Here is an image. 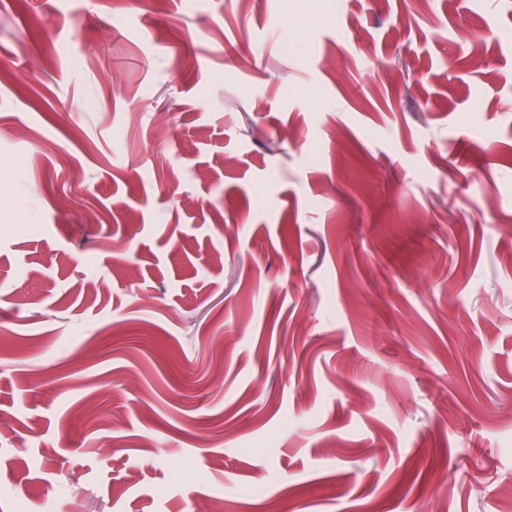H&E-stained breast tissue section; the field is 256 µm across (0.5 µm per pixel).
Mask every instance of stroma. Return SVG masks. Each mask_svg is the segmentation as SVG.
I'll return each instance as SVG.
<instances>
[{
  "label": "stroma",
  "mask_w": 512,
  "mask_h": 512,
  "mask_svg": "<svg viewBox=\"0 0 512 512\" xmlns=\"http://www.w3.org/2000/svg\"><path fill=\"white\" fill-rule=\"evenodd\" d=\"M512 512V0H0V512Z\"/></svg>",
  "instance_id": "1"
}]
</instances>
